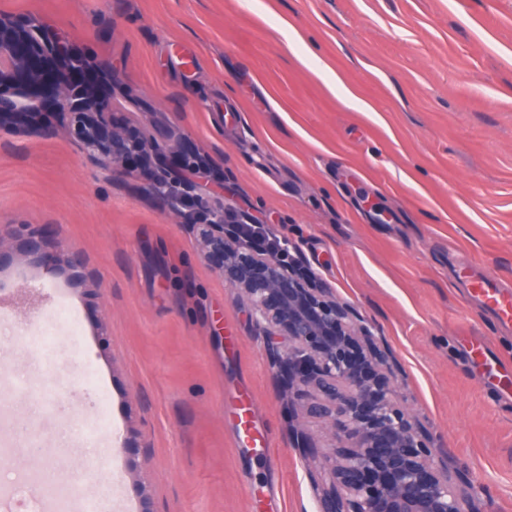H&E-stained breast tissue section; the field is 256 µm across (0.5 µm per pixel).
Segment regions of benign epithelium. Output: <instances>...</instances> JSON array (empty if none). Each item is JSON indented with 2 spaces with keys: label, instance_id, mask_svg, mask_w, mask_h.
Here are the masks:
<instances>
[{
  "label": "benign epithelium",
  "instance_id": "1",
  "mask_svg": "<svg viewBox=\"0 0 512 512\" xmlns=\"http://www.w3.org/2000/svg\"><path fill=\"white\" fill-rule=\"evenodd\" d=\"M84 62L35 19L0 18V126L49 123L51 104H70L68 131L106 167L140 154L157 168L153 193L170 210L190 205L202 260L249 302L257 326L274 341L271 359L288 385L309 395L303 419L329 429L325 449L308 458L318 512H473L470 488L436 462L427 427L387 381L390 356L354 306L314 272L296 269L229 232L230 207L199 193L190 175L206 168L182 143L130 139L103 120L112 104L83 97Z\"/></svg>",
  "mask_w": 512,
  "mask_h": 512
}]
</instances>
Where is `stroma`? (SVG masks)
I'll return each mask as SVG.
<instances>
[{
    "label": "stroma",
    "mask_w": 512,
    "mask_h": 512,
    "mask_svg": "<svg viewBox=\"0 0 512 512\" xmlns=\"http://www.w3.org/2000/svg\"><path fill=\"white\" fill-rule=\"evenodd\" d=\"M111 75L112 127L175 133L268 221L392 357L401 400L473 488L512 512V329L469 275L512 285V0H0ZM351 90L367 111L345 102ZM154 172L87 160L62 120L0 130V512L44 478L102 512H315L296 444L326 432L273 367L249 303L199 256ZM38 241L40 254L29 251ZM54 261L47 271L46 261ZM81 330L91 379L27 350ZM272 447L240 444L236 407Z\"/></svg>",
    "instance_id": "1"
}]
</instances>
